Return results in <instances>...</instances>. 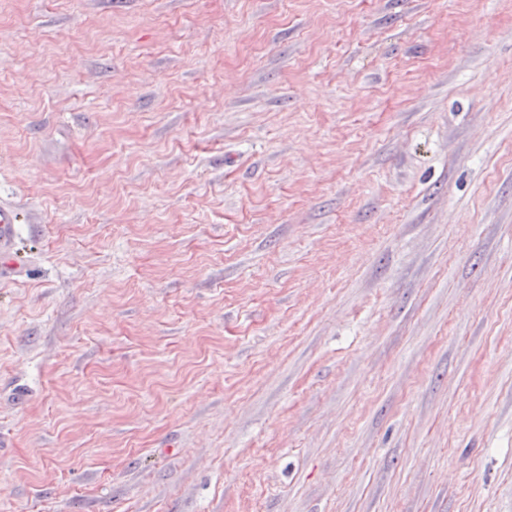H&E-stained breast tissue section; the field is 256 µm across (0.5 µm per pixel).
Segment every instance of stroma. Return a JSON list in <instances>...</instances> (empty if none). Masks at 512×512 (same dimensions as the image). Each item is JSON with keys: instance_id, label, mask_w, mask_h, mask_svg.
<instances>
[{"instance_id": "35a3bbf8", "label": "stroma", "mask_w": 512, "mask_h": 512, "mask_svg": "<svg viewBox=\"0 0 512 512\" xmlns=\"http://www.w3.org/2000/svg\"><path fill=\"white\" fill-rule=\"evenodd\" d=\"M0 512H512V0H0ZM19 221V214L15 207L0 204V276L5 271L13 276L25 275L27 265L24 257L13 249V242L16 234V224Z\"/></svg>"}]
</instances>
